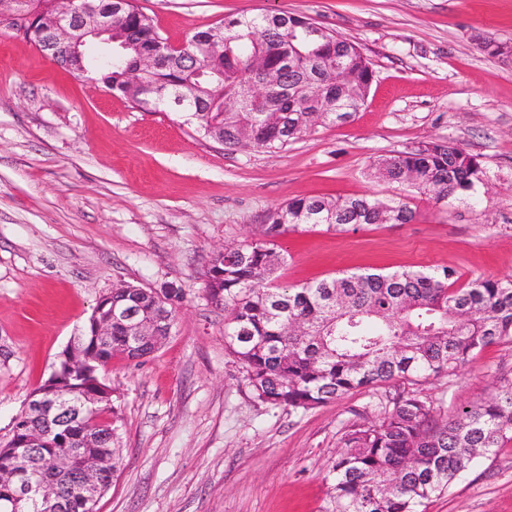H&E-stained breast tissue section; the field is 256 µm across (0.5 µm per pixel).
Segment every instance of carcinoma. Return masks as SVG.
<instances>
[{
    "mask_svg": "<svg viewBox=\"0 0 512 512\" xmlns=\"http://www.w3.org/2000/svg\"><path fill=\"white\" fill-rule=\"evenodd\" d=\"M10 9L45 21L50 0H9ZM117 33L130 41V65L137 50L157 52L164 41L151 16L136 9L121 14ZM348 71L336 83V67ZM124 70L87 64L84 77L101 82L132 102L142 99L128 86ZM374 72L352 41L288 12L233 18L198 31L185 51L159 53L151 82L168 96L185 94L188 104L175 114L224 147L275 151L312 132L302 88L323 90L326 123L349 122L364 105ZM250 81H267L264 102L245 112L224 111V99ZM369 175L403 183L440 203L485 183L481 163L451 141H430L375 159ZM415 218L408 203L371 196L293 199L269 211L260 236L214 257L205 273V292L224 308L225 346L241 362L255 396L274 405L308 410L353 390L387 383L411 385L375 421L356 422L342 437V451L329 468V500L324 512H423L433 497L449 491L462 474L512 440V381H501L493 397L435 417L433 401L418 389L428 379L455 376L484 348L512 342V278L476 277L454 287L446 267L394 272H350L299 288L276 283L283 257L275 239L305 225L343 230L362 224H407ZM164 299H143L135 288H120L155 325L160 339L171 334L180 293L163 288ZM131 328L112 324L111 347L84 336L89 366L65 370L71 386L89 396L87 424L112 427V399L101 397L98 382L113 355L130 359L152 354L128 348ZM34 452L51 460L62 439L44 428ZM13 434L0 443V469L23 470V449L9 450ZM68 451L89 470L102 462L117 473L122 463L117 432L101 448Z\"/></svg>",
    "mask_w": 512,
    "mask_h": 512,
    "instance_id": "obj_1",
    "label": "carcinoma"
}]
</instances>
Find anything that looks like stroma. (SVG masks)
Returning a JSON list of instances; mask_svg holds the SVG:
<instances>
[{
    "mask_svg": "<svg viewBox=\"0 0 512 512\" xmlns=\"http://www.w3.org/2000/svg\"><path fill=\"white\" fill-rule=\"evenodd\" d=\"M169 43L224 19L304 15L357 43L374 80L352 120L276 153L225 149L171 112H146L75 77L0 24V440L99 298L122 283L180 289L171 336L113 357L122 466L98 512H322L341 436L391 409L403 383L307 411L258 401L205 293L218 247L257 234L296 198H402L408 224L279 236L280 284L342 272L445 267L457 286L512 277V0H137ZM477 156L485 189L438 204L368 175L376 157L425 141ZM512 379V343L475 354L423 392L440 416ZM426 512H512V441Z\"/></svg>",
    "mask_w": 512,
    "mask_h": 512,
    "instance_id": "obj_1",
    "label": "stroma"
}]
</instances>
